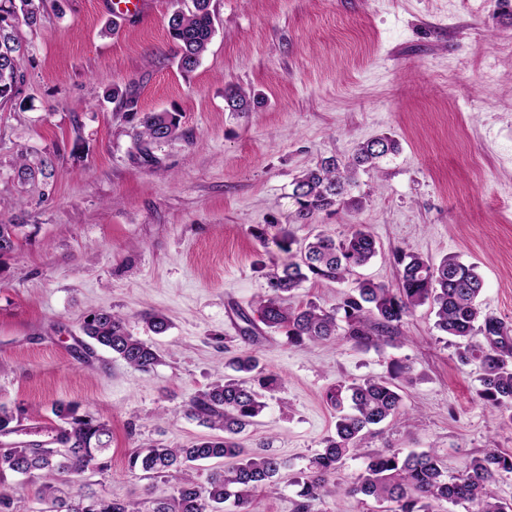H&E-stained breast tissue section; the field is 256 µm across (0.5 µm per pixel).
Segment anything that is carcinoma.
<instances>
[{
    "label": "carcinoma",
    "mask_w": 512,
    "mask_h": 512,
    "mask_svg": "<svg viewBox=\"0 0 512 512\" xmlns=\"http://www.w3.org/2000/svg\"><path fill=\"white\" fill-rule=\"evenodd\" d=\"M192 8L177 10L168 19V31L176 44L175 59L182 71L200 64L215 33L210 0H191ZM28 27L40 21V6L35 0H0V51L14 53L22 48L12 33L18 19ZM23 80L20 65L0 57V102L12 99ZM231 112H250L262 97L238 87L224 96ZM184 136L178 114L146 112L139 118L134 141L144 161H153L152 147ZM396 140L375 137L361 143L354 156L338 162L332 158L306 170L294 182L292 198L297 205L295 223L309 224L314 214L333 206L357 209L359 169L377 167L380 161L397 153ZM18 224H0V254L16 247ZM273 243L288 257L266 275L267 288L255 305L258 319L243 311L241 328L251 342L258 341L255 322L286 336L288 343L336 341L343 335L361 348L378 347L399 333L404 319L419 306L429 303L435 310V328L456 340L462 362L479 363L482 375L480 397L512 425V328L492 315L484 314L476 300L483 279L473 264L466 265L454 256L435 264L421 255H396L399 265L394 287L371 279H355V286L342 293L334 307L326 310L313 302L300 308L285 304L284 295L309 279L343 282L367 265L378 253L376 239L361 224L342 238L319 233L292 252L294 239L284 234ZM146 327L155 334L169 327L159 312L144 316ZM83 333L92 340L85 345L102 346L132 367L150 370L158 361L152 345L131 335L125 319L107 309L88 315ZM484 341H479L477 336ZM233 374L193 396L185 414L203 426L223 432L221 436L199 438L180 448L159 443L139 448L129 456L132 470L151 477L175 480L173 493L156 503L150 512H258L256 491L275 477L285 462L267 446L243 448L238 435L256 423L266 407L265 394L275 391L277 378L263 374L259 360L251 354L235 356L228 363ZM411 366L395 365L390 378H366L347 387L352 412L340 416L336 433L324 440L322 451L308 465V475L300 481L298 512H313L315 502L327 494L344 492L371 497L390 504L388 512H432V503H466L468 512H512V504L500 499L494 490L502 472L512 473V455L491 448L472 457L456 475L448 476L439 456L433 452L403 453L384 448L365 456L361 471L347 485L330 486L329 479L349 457L359 454L360 444L371 426L405 416L400 386L395 379L410 380ZM52 413L60 424L51 429L48 445L17 443L0 448V474L11 471L35 478L43 471H55L63 483L74 487L88 467L108 449L110 428L91 414H80L70 403L59 402ZM21 416L0 406V435L16 433ZM231 459L233 463L212 471L207 485H199L189 473L188 463ZM38 499L48 505L46 512H142L135 503L85 496L80 492L61 495L53 486H43Z\"/></svg>",
    "instance_id": "carcinoma-1"
}]
</instances>
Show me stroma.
I'll return each instance as SVG.
<instances>
[{"mask_svg": "<svg viewBox=\"0 0 512 512\" xmlns=\"http://www.w3.org/2000/svg\"><path fill=\"white\" fill-rule=\"evenodd\" d=\"M177 0H146L136 15L107 0H44L37 27L19 25L23 80L0 103V221L20 225L0 255V405L23 412L0 448L42 443L55 403L101 417L112 437L106 469L82 491L150 508L169 478L128 468L136 448L181 446L207 430L185 405L256 356L279 388L239 439L269 441L288 466L258 493L261 512H295V480L334 435L328 393L384 377L408 360L402 383L409 424L378 426L363 451L436 450L449 474L489 448L512 453V427L479 397L478 363L461 364L416 308L388 343L361 350L339 340L302 347L261 330L239 333L266 269L283 261L267 236L340 237L362 224L380 254L361 276L397 282L395 253L433 262L455 256L484 280V313L512 323V6L504 0H211L215 34L199 66L180 71L167 20ZM118 35L106 34L112 21ZM136 99L128 111L109 93ZM265 102L228 111V87ZM176 112L182 138L144 162L133 143L137 112ZM388 136L396 155L359 172L362 204L335 206L296 224L293 183L327 158ZM49 162V177L18 169ZM109 309L154 345L143 372L102 348L76 352L89 313ZM163 312L161 335L143 316Z\"/></svg>", "mask_w": 512, "mask_h": 512, "instance_id": "1", "label": "stroma"}]
</instances>
